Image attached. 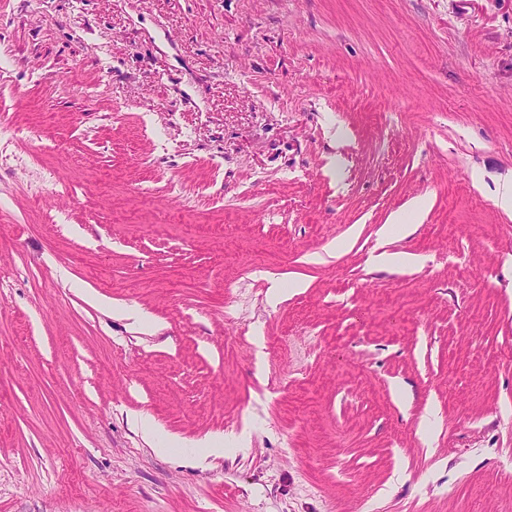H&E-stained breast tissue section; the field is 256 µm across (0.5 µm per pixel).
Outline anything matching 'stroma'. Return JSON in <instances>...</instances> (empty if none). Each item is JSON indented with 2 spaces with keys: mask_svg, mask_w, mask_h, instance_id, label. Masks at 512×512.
Returning <instances> with one entry per match:
<instances>
[{
  "mask_svg": "<svg viewBox=\"0 0 512 512\" xmlns=\"http://www.w3.org/2000/svg\"><path fill=\"white\" fill-rule=\"evenodd\" d=\"M0 146V512H512V0H0Z\"/></svg>",
  "mask_w": 512,
  "mask_h": 512,
  "instance_id": "35a3bbf8",
  "label": "stroma"
}]
</instances>
